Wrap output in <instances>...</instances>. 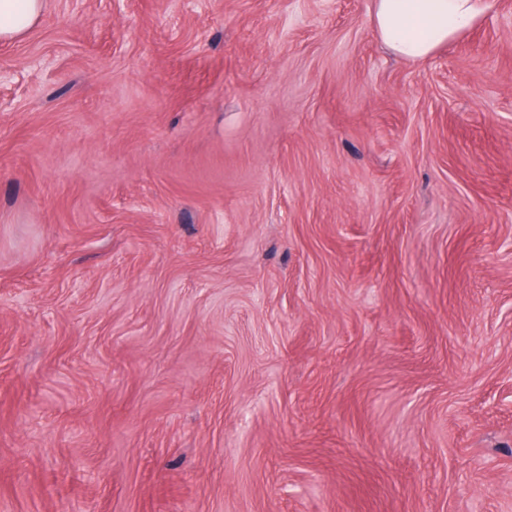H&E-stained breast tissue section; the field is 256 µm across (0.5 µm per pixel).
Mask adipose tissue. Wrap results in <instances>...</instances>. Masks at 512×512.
I'll use <instances>...</instances> for the list:
<instances>
[{
    "label": "adipose tissue",
    "mask_w": 512,
    "mask_h": 512,
    "mask_svg": "<svg viewBox=\"0 0 512 512\" xmlns=\"http://www.w3.org/2000/svg\"><path fill=\"white\" fill-rule=\"evenodd\" d=\"M45 0H0V42L23 39L36 27ZM483 0H375L373 24L394 55L421 61L471 30Z\"/></svg>",
    "instance_id": "ef3b65f1"
}]
</instances>
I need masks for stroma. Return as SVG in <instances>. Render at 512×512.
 Wrapping results in <instances>:
<instances>
[{
    "mask_svg": "<svg viewBox=\"0 0 512 512\" xmlns=\"http://www.w3.org/2000/svg\"><path fill=\"white\" fill-rule=\"evenodd\" d=\"M47 0L0 44V512H512V0ZM373 24L394 55L421 61L471 30L484 0H374Z\"/></svg>",
    "mask_w": 512,
    "mask_h": 512,
    "instance_id": "35a3bbf8",
    "label": "stroma"
}]
</instances>
